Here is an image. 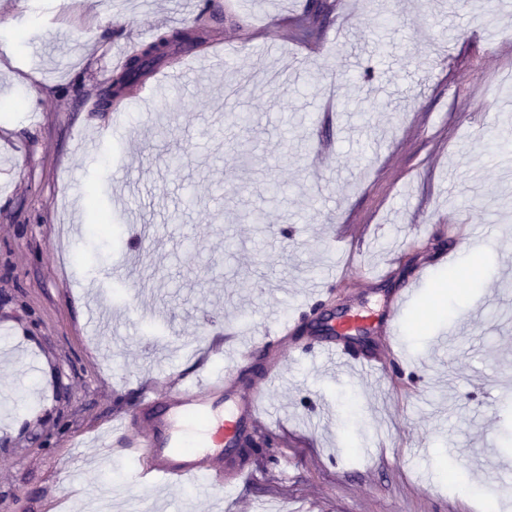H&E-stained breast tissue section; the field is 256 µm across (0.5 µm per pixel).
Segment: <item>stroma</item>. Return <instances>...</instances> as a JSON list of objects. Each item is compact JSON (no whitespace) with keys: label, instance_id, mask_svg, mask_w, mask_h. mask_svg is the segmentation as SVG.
I'll list each match as a JSON object with an SVG mask.
<instances>
[{"label":"stroma","instance_id":"obj_1","mask_svg":"<svg viewBox=\"0 0 512 512\" xmlns=\"http://www.w3.org/2000/svg\"><path fill=\"white\" fill-rule=\"evenodd\" d=\"M311 0H0V512H512V29L501 0H374L327 10L319 40L292 20ZM189 29L115 98L111 49ZM235 49L222 66L207 56ZM177 72L157 110L140 100ZM314 87H307L310 75ZM250 113L242 128L226 111ZM277 181L285 195L269 201ZM139 215L126 221L119 187ZM95 190L115 235H91L72 205ZM264 221L252 223L250 214ZM345 238L382 278L339 276ZM484 267L474 272V256ZM456 271L454 286L441 282ZM336 276L320 297L315 283ZM402 368L385 381L331 378L285 355L268 420L291 467L262 455L236 494L130 484L131 457L102 447L140 388L223 368L219 317L365 310V351L389 359L392 296ZM100 302L112 322L90 329ZM476 318L438 345L449 325ZM412 289H408L406 291L400 292L394 295L389 304L388 308V318L386 321V331L389 337L388 340V348L391 353L392 364L396 367L399 366L398 358H397V349L399 346V336H398V328H399V318L404 310V308L409 303L412 296Z\"/></svg>","mask_w":512,"mask_h":512}]
</instances>
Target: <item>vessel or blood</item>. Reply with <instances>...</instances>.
Instances as JSON below:
<instances>
[{"label":"vessel or blood","mask_w":512,"mask_h":512,"mask_svg":"<svg viewBox=\"0 0 512 512\" xmlns=\"http://www.w3.org/2000/svg\"><path fill=\"white\" fill-rule=\"evenodd\" d=\"M411 296L406 290L390 300L386 321L390 351L398 349L399 318ZM371 320L365 312L345 314L330 324L327 338L313 340L312 357L325 373L385 377L384 361L352 351V336ZM292 331V324L270 323L262 341L236 349L224 370L178 384L161 395L144 389L135 409L112 422L120 435L118 447L141 462L134 485L147 488L161 480L209 488L246 483L253 469L239 459L237 446L266 422L261 405L268 388L282 377L281 355L291 344ZM256 360L263 364V376L245 383L243 375Z\"/></svg>","instance_id":"1"}]
</instances>
